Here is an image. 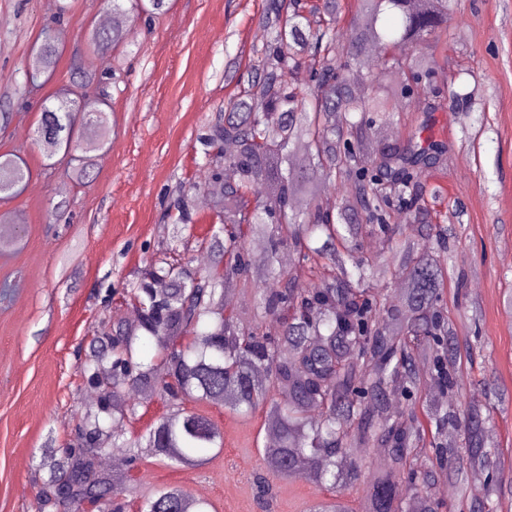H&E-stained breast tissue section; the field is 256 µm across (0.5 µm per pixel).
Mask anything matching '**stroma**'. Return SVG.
<instances>
[{
	"label": "stroma",
	"instance_id": "obj_1",
	"mask_svg": "<svg viewBox=\"0 0 512 512\" xmlns=\"http://www.w3.org/2000/svg\"><path fill=\"white\" fill-rule=\"evenodd\" d=\"M265 0H168L150 24H138L119 59L90 50L85 36L111 12L109 0H0V154L30 170L23 192L0 201V214L22 221L0 231V512H36L47 479L43 451L72 440L80 413L98 398L80 375L95 336L113 316L131 319L128 284L145 263L177 247L192 266L210 265L207 245L219 222L200 138L235 94L232 62L248 63L267 39ZM57 28L63 52L51 80L30 88L25 75L43 26ZM433 53L438 86L454 85L463 103L432 113L447 139L449 162L420 183L438 190L432 214L461 210L443 304L470 353L462 363L466 396L491 402V440L505 480H512V0H458L446 41ZM115 70L103 90L112 103L110 147L96 152L84 180L61 157L34 144L40 106L60 87ZM193 206L194 230L177 235L167 212L181 193ZM59 218H49L53 207ZM224 449L185 470L147 458L139 490L178 485L203 494L215 512H309L325 490L309 476H268L259 496L262 414L246 418L204 404Z\"/></svg>",
	"mask_w": 512,
	"mask_h": 512
}]
</instances>
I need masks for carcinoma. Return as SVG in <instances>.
<instances>
[{
	"label": "carcinoma",
	"mask_w": 512,
	"mask_h": 512,
	"mask_svg": "<svg viewBox=\"0 0 512 512\" xmlns=\"http://www.w3.org/2000/svg\"><path fill=\"white\" fill-rule=\"evenodd\" d=\"M112 0V12L132 15L137 24L162 11L165 0ZM349 38H338L341 0H266L268 37L257 59L241 73L240 91L227 99V116L201 138L214 186L213 207L221 218L209 240L224 262L189 268L167 257L149 263L127 292L138 321L119 320L92 339L83 366L97 382L99 397L82 415L76 442L58 456L48 453V472L39 506L58 502L81 512L87 502L101 512H127L137 485L131 472L154 457L173 468L195 469L223 448L211 419L195 403L224 406L234 414H265V428L279 446L265 447L261 464L280 478L301 473L327 491L356 482L371 450L389 464L372 472L353 508L339 498L317 501L312 512H438L431 494L441 479L465 486L469 512H488L490 496L501 490L496 451L488 443L490 409L463 401L461 348L456 326L443 308L455 225L427 224L424 169L446 160L448 144L422 136L427 120L415 123L400 141L374 140L375 129L394 121L417 92L423 112H435L446 97L428 91L436 61L423 45L446 32L453 0H355ZM134 27H95L89 47L116 51ZM410 47L395 57L390 49ZM379 53L388 81L383 91L362 96L355 67L366 52ZM62 53L54 27L37 37L32 83L50 75ZM433 102H428V97ZM44 104L37 129L58 127L36 138L47 158L82 144L97 150L109 141V103L97 95L63 89ZM82 116L75 126V115ZM234 145L231 154L224 144ZM236 180L224 181V168ZM30 171L11 153L0 155V198L17 196ZM334 203L323 202L327 186ZM178 231L192 227L190 200L174 204ZM403 223H390L392 213ZM384 234L382 252L362 243L368 227ZM423 239L418 248L407 232ZM267 240L268 253L252 256L248 237ZM305 264L312 279L298 288L276 265L282 248ZM407 288L391 297L379 287L393 273ZM266 282L268 287L260 284ZM234 287L252 299L249 318L227 310L225 292ZM279 320L273 334L267 318ZM432 357L431 375L419 368L420 353ZM434 388L450 404L421 423L415 406L393 413L401 396L416 402ZM157 396L168 412L149 428L125 434L134 414L131 391ZM459 430L463 446L442 438ZM430 446L435 461L419 460ZM109 448L125 451L128 473L114 476L98 459ZM479 471L483 484L469 485ZM414 497L402 499L401 483ZM136 512H213L212 503L180 486H160L140 496Z\"/></svg>",
	"instance_id": "cac0c4a2"
}]
</instances>
